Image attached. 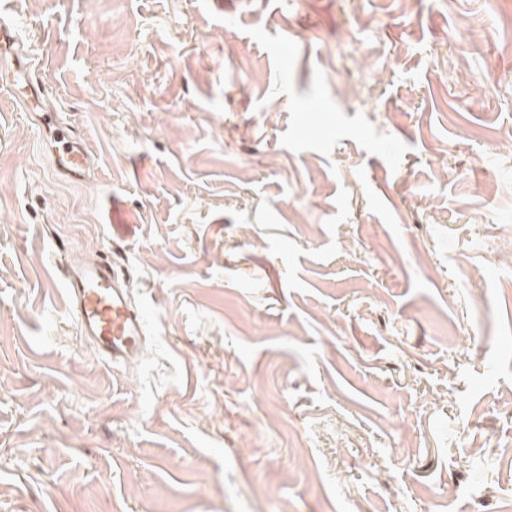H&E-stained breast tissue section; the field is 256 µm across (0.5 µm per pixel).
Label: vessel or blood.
Returning a JSON list of instances; mask_svg holds the SVG:
<instances>
[{
	"label": "vessel or blood",
	"mask_w": 512,
	"mask_h": 512,
	"mask_svg": "<svg viewBox=\"0 0 512 512\" xmlns=\"http://www.w3.org/2000/svg\"><path fill=\"white\" fill-rule=\"evenodd\" d=\"M9 86L17 99L32 106L40 99L41 86L33 79L30 65L10 62ZM57 168L82 179L89 167L83 147L67 134H60L55 150ZM62 281L77 332L103 361L118 365L138 354L145 339L142 309L131 299L128 282L112 259L79 265L62 263Z\"/></svg>",
	"instance_id": "b4317fda"
}]
</instances>
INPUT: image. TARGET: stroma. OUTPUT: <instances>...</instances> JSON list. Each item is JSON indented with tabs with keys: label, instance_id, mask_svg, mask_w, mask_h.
Wrapping results in <instances>:
<instances>
[{
	"label": "stroma",
	"instance_id": "obj_1",
	"mask_svg": "<svg viewBox=\"0 0 512 512\" xmlns=\"http://www.w3.org/2000/svg\"><path fill=\"white\" fill-rule=\"evenodd\" d=\"M508 15L10 0L44 94L0 89V512H512ZM81 248L147 312L123 365ZM57 168L74 179H82L89 167L88 155L83 147L63 130L55 150ZM62 281L78 335L103 361L118 365L138 354L145 339L141 306L128 281L107 256L79 265L60 262Z\"/></svg>",
	"mask_w": 512,
	"mask_h": 512
}]
</instances>
